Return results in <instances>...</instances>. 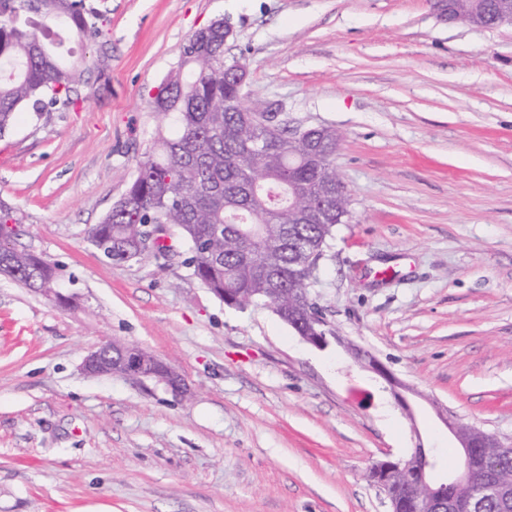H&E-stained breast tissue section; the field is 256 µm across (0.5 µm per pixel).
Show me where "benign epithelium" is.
<instances>
[{
    "label": "benign epithelium",
    "mask_w": 512,
    "mask_h": 512,
    "mask_svg": "<svg viewBox=\"0 0 512 512\" xmlns=\"http://www.w3.org/2000/svg\"><path fill=\"white\" fill-rule=\"evenodd\" d=\"M432 11L437 17L448 23L456 20L452 0H429ZM278 110L271 104L249 117V124L259 130L276 128ZM288 326L306 343L315 347H325L334 332L322 316H311L299 310L288 321ZM120 350V358L111 360L109 351ZM345 348L361 363L362 367L372 370L383 377L392 388L401 407L412 412L407 398L401 393L405 389L394 376L373 356L353 343ZM81 371L89 377L118 375L125 379L143 384L147 381L162 383L176 396L187 397L188 389L171 364L143 352L137 346L117 342H107L91 350L84 357ZM449 432L462 449L464 471L448 478V482L436 484L430 478L435 462L425 449L418 447L410 457L389 459L374 468V481L380 488L401 478L407 471H413L414 497L418 504L430 507L434 512H482L483 504L491 499L508 501L512 498V489L499 481L498 460L512 456V442H505L497 435L479 428H464L455 417L448 413H439Z\"/></svg>",
    "instance_id": "obj_1"
}]
</instances>
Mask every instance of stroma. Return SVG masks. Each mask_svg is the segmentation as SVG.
<instances>
[{
  "mask_svg": "<svg viewBox=\"0 0 512 512\" xmlns=\"http://www.w3.org/2000/svg\"><path fill=\"white\" fill-rule=\"evenodd\" d=\"M96 3L106 89L0 137L14 246L73 300L0 276V512H388L378 462L420 445L439 476L456 469L439 410L512 438V26L448 24L427 0ZM218 18L247 99L340 137L349 214L311 289L337 335L324 348L180 262L113 265L87 237L161 123L154 87ZM113 340L170 362L191 397L84 375ZM349 342L410 388L411 411Z\"/></svg>",
  "mask_w": 512,
  "mask_h": 512,
  "instance_id": "obj_1",
  "label": "stroma"
}]
</instances>
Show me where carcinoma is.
Segmentation results:
<instances>
[{
    "mask_svg": "<svg viewBox=\"0 0 512 512\" xmlns=\"http://www.w3.org/2000/svg\"><path fill=\"white\" fill-rule=\"evenodd\" d=\"M64 21L42 22V15ZM104 16L93 0H0V135L20 112H73L87 91L107 83L109 59L101 50L87 62L74 56L75 42H98ZM224 58V21L195 31L176 67L153 97L160 128L138 162L130 201L112 207L88 236L114 265L126 263L132 241L173 224L187 246L192 275L214 295L239 305L261 304L276 315L309 306L319 312L310 288L318 267L309 252L324 253L340 216L348 214L347 190L336 192L338 137L330 129L312 141H288V130L254 131L249 111ZM257 139L245 153L244 142ZM319 148L322 161L309 158ZM21 223L0 203V240ZM27 288H55L54 265L42 256L12 250Z\"/></svg>",
    "mask_w": 512,
    "mask_h": 512,
    "instance_id": "1",
    "label": "carcinoma"
}]
</instances>
